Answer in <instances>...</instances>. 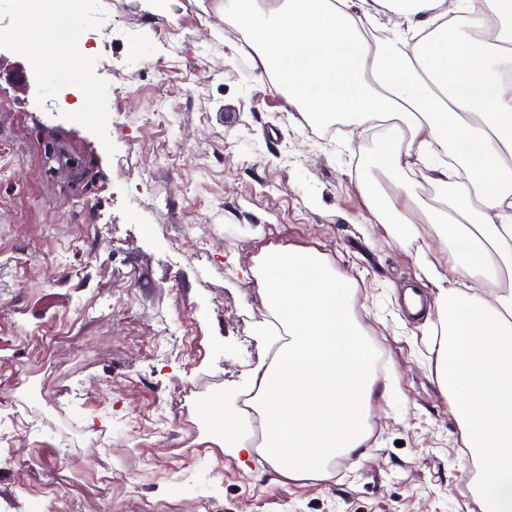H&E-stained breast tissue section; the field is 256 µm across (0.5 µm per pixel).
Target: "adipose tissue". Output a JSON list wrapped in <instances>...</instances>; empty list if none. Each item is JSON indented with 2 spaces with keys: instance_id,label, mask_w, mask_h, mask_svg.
I'll return each mask as SVG.
<instances>
[{
  "instance_id": "adipose-tissue-1",
  "label": "adipose tissue",
  "mask_w": 512,
  "mask_h": 512,
  "mask_svg": "<svg viewBox=\"0 0 512 512\" xmlns=\"http://www.w3.org/2000/svg\"><path fill=\"white\" fill-rule=\"evenodd\" d=\"M224 14L274 71L289 106L386 124L374 179L357 191L394 237L431 225L448 271L422 268L437 290L435 372L476 456L482 512H512V0H225ZM424 164L442 190L420 207L407 174ZM418 221H409L411 212ZM277 343L236 389L199 411L233 457L249 411L266 422L259 454L291 480L320 477L370 436L378 355L354 321L357 285L314 248L268 247L253 268Z\"/></svg>"
}]
</instances>
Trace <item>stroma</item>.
I'll return each instance as SVG.
<instances>
[{"label": "stroma", "instance_id": "1", "mask_svg": "<svg viewBox=\"0 0 512 512\" xmlns=\"http://www.w3.org/2000/svg\"><path fill=\"white\" fill-rule=\"evenodd\" d=\"M101 12L118 35L93 45ZM73 37L89 109L114 123L60 106L50 68L17 80L26 59L0 47V512H480L432 325L403 303L435 300L420 257L448 265L359 196L373 134L348 124L321 144L224 0H92ZM134 164L162 201L136 192ZM272 245L318 249L356 281L390 380L364 447L317 480L239 464L198 410L263 355L251 269Z\"/></svg>", "mask_w": 512, "mask_h": 512}]
</instances>
